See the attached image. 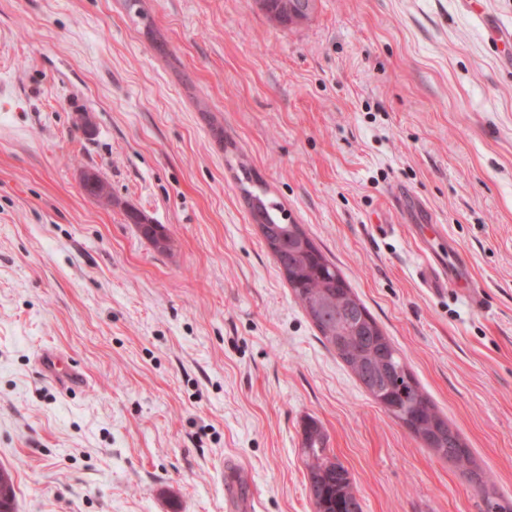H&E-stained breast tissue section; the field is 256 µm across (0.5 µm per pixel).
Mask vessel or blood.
Returning a JSON list of instances; mask_svg holds the SVG:
<instances>
[{"instance_id":"1","label":"vessel or blood","mask_w":512,"mask_h":512,"mask_svg":"<svg viewBox=\"0 0 512 512\" xmlns=\"http://www.w3.org/2000/svg\"><path fill=\"white\" fill-rule=\"evenodd\" d=\"M436 227L420 225L416 238L420 244L423 263L419 274L425 287L432 291H440L450 285L468 284V300L472 306H480L481 292L472 286L469 263L459 250H451L448 262H439L435 248ZM40 368L43 376L57 385L64 392H73L84 388L87 378L75 369L59 352L50 350L40 357Z\"/></svg>"}]
</instances>
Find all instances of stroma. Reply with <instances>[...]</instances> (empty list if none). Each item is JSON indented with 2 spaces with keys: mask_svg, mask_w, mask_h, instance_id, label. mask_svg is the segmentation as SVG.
Returning a JSON list of instances; mask_svg holds the SVG:
<instances>
[{
  "mask_svg": "<svg viewBox=\"0 0 512 512\" xmlns=\"http://www.w3.org/2000/svg\"><path fill=\"white\" fill-rule=\"evenodd\" d=\"M140 6L150 25L125 0H0V467L16 512H228L226 459L255 512H315L312 420L363 512H487L322 343L249 190L336 264L512 503V0H318L287 28L251 0ZM87 171L111 204L85 195ZM426 221L467 256L481 308L422 286L407 227ZM49 346L84 390L40 374Z\"/></svg>",
  "mask_w": 512,
  "mask_h": 512,
  "instance_id": "1",
  "label": "stroma"
}]
</instances>
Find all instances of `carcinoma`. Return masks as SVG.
<instances>
[{"instance_id": "cac0c4a2", "label": "carcinoma", "mask_w": 512, "mask_h": 512, "mask_svg": "<svg viewBox=\"0 0 512 512\" xmlns=\"http://www.w3.org/2000/svg\"><path fill=\"white\" fill-rule=\"evenodd\" d=\"M252 217L258 219L277 241L276 261L288 269L286 280L295 298L312 320L325 346L346 330L350 341L346 350L337 353L358 375L376 362L379 349L396 353L394 364L403 363L399 350L384 336L367 307L355 296L336 266L313 243L300 225L288 218V213L275 201L257 194H248ZM388 400L381 408L399 422L403 414L397 409L401 394L416 403L412 419L422 428L432 422H444L436 406L417 382L389 378L381 381ZM304 454L307 458L308 491L316 512H346L356 490L348 469L327 453L325 435L312 421L304 431Z\"/></svg>"}]
</instances>
